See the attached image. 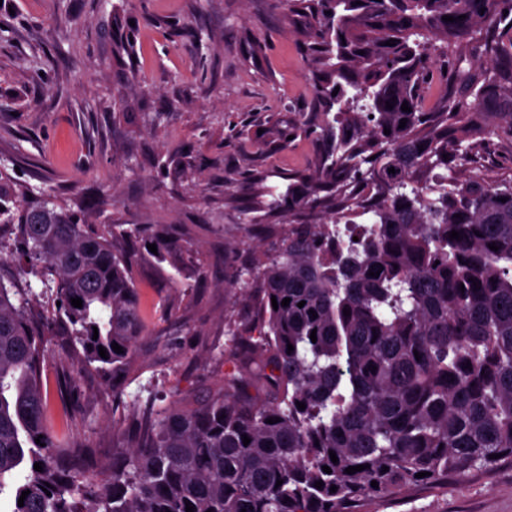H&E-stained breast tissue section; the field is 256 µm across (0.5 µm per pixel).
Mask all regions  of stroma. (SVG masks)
<instances>
[{
    "mask_svg": "<svg viewBox=\"0 0 512 512\" xmlns=\"http://www.w3.org/2000/svg\"><path fill=\"white\" fill-rule=\"evenodd\" d=\"M0 162L20 183L89 206L92 231L135 225L129 275L146 334L140 376L109 379L81 366L72 345L44 343L48 429L108 463L134 438L135 404L165 408L204 398L241 353L229 331L250 320L252 280L233 271L272 251L288 229L258 211L250 185H279L326 149L309 64L279 0H0ZM134 57L119 54L123 34ZM55 66L39 94L24 57ZM292 130L260 139L258 129ZM467 174L512 179V138L492 137ZM178 241L157 255L158 236ZM379 512H512V467L447 489L399 496Z\"/></svg>",
    "mask_w": 512,
    "mask_h": 512,
    "instance_id": "35a3bbf8",
    "label": "stroma"
}]
</instances>
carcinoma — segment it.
I'll use <instances>...</instances> for the list:
<instances>
[{
	"mask_svg": "<svg viewBox=\"0 0 512 512\" xmlns=\"http://www.w3.org/2000/svg\"><path fill=\"white\" fill-rule=\"evenodd\" d=\"M285 4L331 146L262 201L326 213L288 225L276 254L253 261L251 368L270 400L222 384L201 403L140 407L124 457L99 482L84 480L91 453L71 452L45 425L44 336L134 376L144 327L132 254L116 255L88 216L56 203L52 223H30L50 191L0 172V226L14 227L16 260L55 283L60 302L49 313L0 279V494L28 492L12 512H186L187 500L194 512H377L512 465V180L463 175L490 137L512 136V0ZM435 57L450 87L428 107ZM344 213L364 226L338 247ZM273 297L289 305L275 309ZM357 465L366 469L345 473Z\"/></svg>",
	"mask_w": 512,
	"mask_h": 512,
	"instance_id": "cac0c4a2",
	"label": "carcinoma"
}]
</instances>
